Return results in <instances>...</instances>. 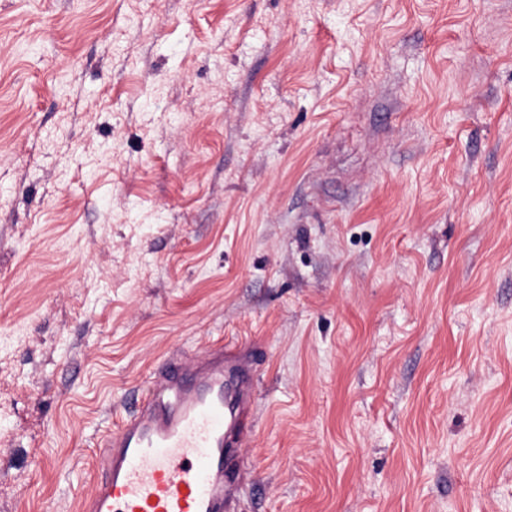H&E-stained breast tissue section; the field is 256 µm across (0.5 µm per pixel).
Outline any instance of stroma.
Listing matches in <instances>:
<instances>
[{"label":"stroma","mask_w":512,"mask_h":512,"mask_svg":"<svg viewBox=\"0 0 512 512\" xmlns=\"http://www.w3.org/2000/svg\"><path fill=\"white\" fill-rule=\"evenodd\" d=\"M219 339L233 512H512V0H0V512Z\"/></svg>","instance_id":"obj_1"}]
</instances>
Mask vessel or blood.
<instances>
[{
    "mask_svg": "<svg viewBox=\"0 0 512 512\" xmlns=\"http://www.w3.org/2000/svg\"><path fill=\"white\" fill-rule=\"evenodd\" d=\"M254 376L235 349L169 359L101 439L86 512H227L245 473L227 447L252 428Z\"/></svg>",
    "mask_w": 512,
    "mask_h": 512,
    "instance_id": "b4317fda",
    "label": "vessel or blood"
}]
</instances>
